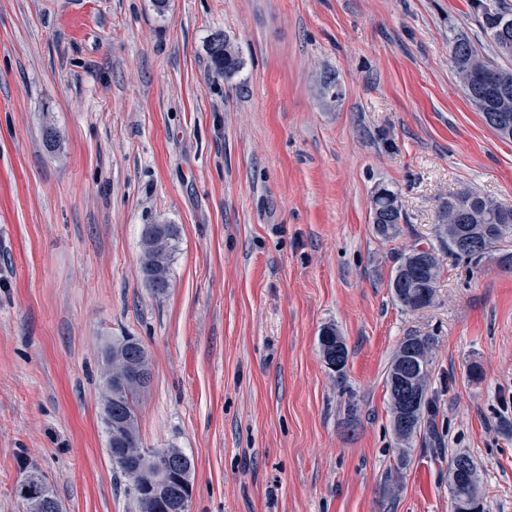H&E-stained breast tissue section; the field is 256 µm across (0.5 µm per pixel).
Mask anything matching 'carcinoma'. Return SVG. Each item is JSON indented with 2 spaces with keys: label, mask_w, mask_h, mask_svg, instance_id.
Here are the masks:
<instances>
[{
  "label": "carcinoma",
  "mask_w": 512,
  "mask_h": 512,
  "mask_svg": "<svg viewBox=\"0 0 512 512\" xmlns=\"http://www.w3.org/2000/svg\"><path fill=\"white\" fill-rule=\"evenodd\" d=\"M479 12V23L484 33L491 40L495 54L512 61V26L502 31L507 20H512V9L502 0L497 8L490 11L484 0H473ZM450 62L458 77L462 78L465 93L472 105L480 112L482 119L492 126L497 136L504 141L512 140V96L505 99L498 93V88L506 86L512 91V65H500L486 58L480 48L468 37L454 35L449 40ZM209 55L214 71L224 75L229 82L239 72L242 62L238 51L227 39L217 37L210 45ZM451 211L462 214V223H438V241L456 259L463 261L474 269L483 262L492 261L499 268L512 271V205H505L480 194L464 191L443 201L438 209V216ZM372 224L375 234L383 240L391 241L399 237L402 224L406 223V214L398 195L381 188L373 198ZM468 233L479 239V248L463 249L457 245V238ZM141 243L144 260L141 261L140 273L146 287L158 295L167 293L170 287V264L177 249L178 230L174 224L154 222L145 224L141 229ZM433 258L436 270L416 263L418 245L410 246L400 254L399 264L391 275L389 288L397 303L408 310H417L430 306L435 298L441 266L432 246L426 247ZM412 275L418 283L413 291H404L398 287L400 279ZM428 340L421 336H406L398 344L386 372L385 384L389 393L391 429L401 446V459H406L413 441L421 429L425 416L434 412L436 399L430 391H425V398L415 417L414 427L408 433L398 429L396 420V374L398 361L410 356L429 355ZM112 357L120 359L127 365H137L147 357L142 342L134 336L112 337ZM143 390L132 382L112 389V406L101 410L105 432L111 433L116 428L122 430L126 438V447L135 449L141 467L151 466L156 448H146L142 443L138 424V401ZM175 457L182 458L180 475L171 480L167 493L174 499H180L185 486L192 485L193 462L180 448L168 449ZM52 491L46 479L34 470L25 472L23 479L16 485L15 493L19 499L31 500L39 491ZM480 493V477L469 478L456 489L451 490L452 497L467 498Z\"/></svg>",
  "instance_id": "carcinoma-1"
}]
</instances>
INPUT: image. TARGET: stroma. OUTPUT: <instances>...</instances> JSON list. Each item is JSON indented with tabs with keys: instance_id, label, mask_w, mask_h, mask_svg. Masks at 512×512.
I'll return each mask as SVG.
<instances>
[{
	"instance_id": "stroma-1",
	"label": "stroma",
	"mask_w": 512,
	"mask_h": 512,
	"mask_svg": "<svg viewBox=\"0 0 512 512\" xmlns=\"http://www.w3.org/2000/svg\"><path fill=\"white\" fill-rule=\"evenodd\" d=\"M458 32L491 54L471 0H0V512H24L28 467L63 512H135L100 418L123 335L151 365L144 445L193 460L190 512H451L459 452L485 512H512V272L442 251L431 306L389 288L444 198L512 204V142L463 93ZM217 36L242 61L229 82ZM382 187L407 217L393 241ZM156 221L180 230L162 296L139 272ZM408 335L437 416L403 462L385 378ZM209 55L214 71L224 75L225 81H231L241 68L238 51L226 38H215L210 45ZM371 215L375 234L387 241L399 237L403 232L401 224L407 222L398 195L387 188H380L375 194ZM377 216L389 222L381 223L377 220ZM39 489L49 491L54 496V500L46 506L47 510L43 512H60L59 501L53 489L48 485L46 479L37 471H26L23 479L16 485L15 493L20 500L26 499L29 501L35 497L34 495H37Z\"/></svg>"
}]
</instances>
